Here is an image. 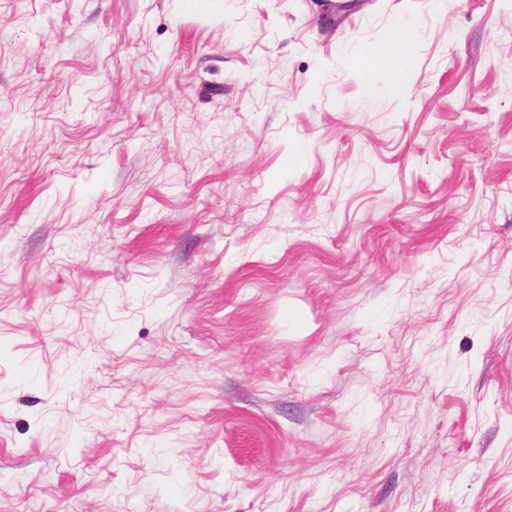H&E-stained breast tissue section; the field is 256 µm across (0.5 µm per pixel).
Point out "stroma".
I'll use <instances>...</instances> for the list:
<instances>
[{"label": "stroma", "mask_w": 512, "mask_h": 512, "mask_svg": "<svg viewBox=\"0 0 512 512\" xmlns=\"http://www.w3.org/2000/svg\"><path fill=\"white\" fill-rule=\"evenodd\" d=\"M341 2L0 0V512H512V0ZM406 29V25L398 24L389 42L371 44L365 49L367 70L372 72L390 71L401 82L407 78L411 72V59L403 50L406 43V39H403V32Z\"/></svg>", "instance_id": "obj_1"}]
</instances>
